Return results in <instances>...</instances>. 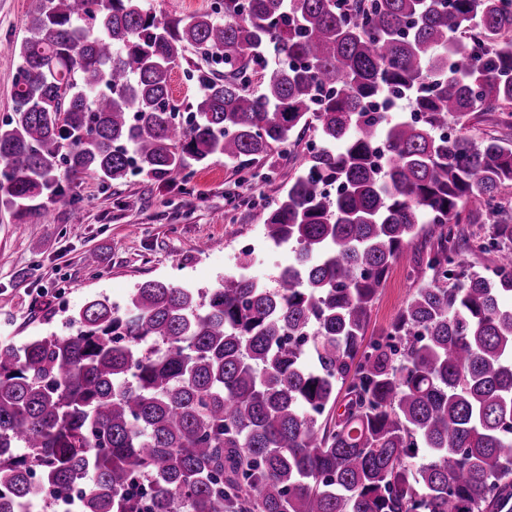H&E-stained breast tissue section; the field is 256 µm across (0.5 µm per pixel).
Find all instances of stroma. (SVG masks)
<instances>
[{"instance_id":"obj_1","label":"stroma","mask_w":512,"mask_h":512,"mask_svg":"<svg viewBox=\"0 0 512 512\" xmlns=\"http://www.w3.org/2000/svg\"><path fill=\"white\" fill-rule=\"evenodd\" d=\"M36 0H0V42L23 38ZM315 131L275 146L264 159L239 167L215 158L196 168L187 185L131 175L103 187L84 179L49 216L0 205V343L65 332L70 315L94 297L123 304L139 284L164 280L197 289L216 285L237 267L244 248L253 254L248 273L272 282L293 259L267 246L264 206L300 169ZM80 209L81 223L71 212ZM97 252V269L84 264ZM413 252L391 266L372 308L369 331L395 320L418 284L408 276Z\"/></svg>"}]
</instances>
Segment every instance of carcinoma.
I'll return each mask as SVG.
<instances>
[{
    "instance_id": "carcinoma-1",
    "label": "carcinoma",
    "mask_w": 512,
    "mask_h": 512,
    "mask_svg": "<svg viewBox=\"0 0 512 512\" xmlns=\"http://www.w3.org/2000/svg\"><path fill=\"white\" fill-rule=\"evenodd\" d=\"M190 48L208 68L182 124L169 81ZM4 50L0 202L20 210L83 177L185 185L311 126L323 146L266 207L294 254L274 285L245 260L204 291L148 280L64 335L0 344V512L77 483L82 512H512V0H216L178 19L39 0ZM386 93L414 119L372 107ZM484 114L497 131L476 140ZM469 203L494 238L461 233ZM421 238L422 287L367 337ZM17 65V57L10 53H0V121L12 112L13 81ZM413 259L414 252L410 249L392 264L372 308L368 336L371 333L379 334L386 330L404 307L408 298L421 286V283L408 277Z\"/></svg>"
}]
</instances>
